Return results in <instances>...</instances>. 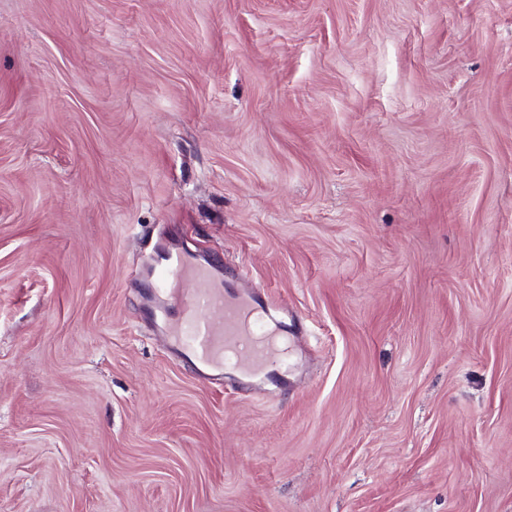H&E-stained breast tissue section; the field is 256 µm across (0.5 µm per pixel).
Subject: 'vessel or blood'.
Instances as JSON below:
<instances>
[{
    "instance_id": "b4317fda",
    "label": "vessel or blood",
    "mask_w": 512,
    "mask_h": 512,
    "mask_svg": "<svg viewBox=\"0 0 512 512\" xmlns=\"http://www.w3.org/2000/svg\"><path fill=\"white\" fill-rule=\"evenodd\" d=\"M150 274L157 292L178 308L164 332L168 346L202 367L231 368L247 379L282 365L285 347L253 288L226 292L208 266L178 253L166 254Z\"/></svg>"
}]
</instances>
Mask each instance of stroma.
I'll return each mask as SVG.
<instances>
[{"label":"stroma","mask_w":512,"mask_h":512,"mask_svg":"<svg viewBox=\"0 0 512 512\" xmlns=\"http://www.w3.org/2000/svg\"><path fill=\"white\" fill-rule=\"evenodd\" d=\"M0 512H512V0H0ZM150 274L157 292L178 308L164 331L168 346L203 368H232L247 379L285 365V347L265 320L256 290L244 286L229 294L208 266L179 253L168 252Z\"/></svg>","instance_id":"1"}]
</instances>
